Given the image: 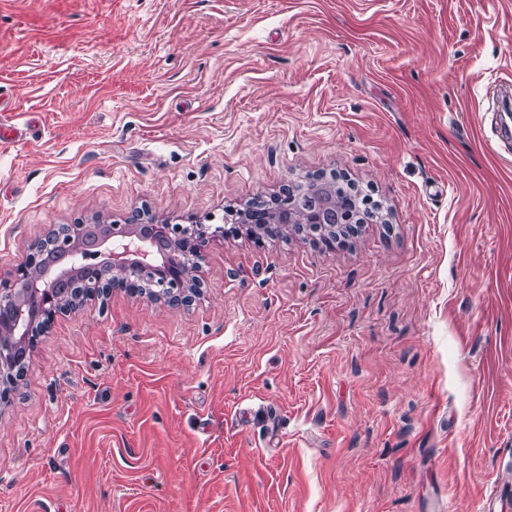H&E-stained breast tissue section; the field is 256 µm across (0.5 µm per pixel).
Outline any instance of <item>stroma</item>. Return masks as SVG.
<instances>
[{
    "mask_svg": "<svg viewBox=\"0 0 512 512\" xmlns=\"http://www.w3.org/2000/svg\"><path fill=\"white\" fill-rule=\"evenodd\" d=\"M512 0H0V281L60 224L233 227L315 176L347 243L207 239L204 294L57 315L0 512H482L512 483Z\"/></svg>",
    "mask_w": 512,
    "mask_h": 512,
    "instance_id": "stroma-1",
    "label": "stroma"
}]
</instances>
